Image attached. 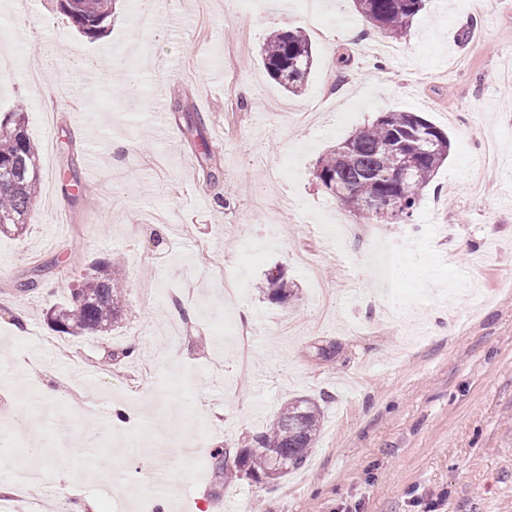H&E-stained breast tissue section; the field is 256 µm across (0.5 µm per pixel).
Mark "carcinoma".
Segmentation results:
<instances>
[{"instance_id": "1", "label": "carcinoma", "mask_w": 512, "mask_h": 512, "mask_svg": "<svg viewBox=\"0 0 512 512\" xmlns=\"http://www.w3.org/2000/svg\"><path fill=\"white\" fill-rule=\"evenodd\" d=\"M68 23L89 38L105 31L115 0H56ZM356 11L374 28L395 39L411 35L425 0H353ZM263 64L281 87L296 92L314 64L311 39L302 30L275 31L261 47ZM25 108L0 117V234H19L38 197L37 150L25 132ZM448 133L415 112L390 110L322 155L314 177L339 205L371 224H395L412 216L423 191L448 159ZM262 287L282 301L293 289L280 273H269ZM129 285L120 261L101 263L83 279L72 300L49 316L58 333L108 332L128 312ZM322 425L318 404L294 397L284 403L251 448H226L212 456V466L232 481L242 475L255 482L278 481L306 461ZM235 455L233 465L227 456Z\"/></svg>"}]
</instances>
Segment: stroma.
Wrapping results in <instances>:
<instances>
[{"label":"stroma","mask_w":512,"mask_h":512,"mask_svg":"<svg viewBox=\"0 0 512 512\" xmlns=\"http://www.w3.org/2000/svg\"><path fill=\"white\" fill-rule=\"evenodd\" d=\"M163 8L146 24L139 0H116L91 39L53 0H0L15 60L0 113L25 105L41 167L26 232L0 234V501L154 512L128 489L160 469L181 512H512V0H428L387 52L352 0ZM293 27L315 53L295 93L260 61ZM389 110L420 113L451 151L410 220L363 224L313 169ZM71 154L80 187L65 191ZM116 256L120 326L55 332L48 312ZM277 269L294 285L282 303L256 287ZM35 275L40 288L18 291ZM298 396L322 411L305 465L225 485L211 455L250 445ZM119 406L140 418L115 425ZM19 456L37 505L15 492Z\"/></svg>","instance_id":"stroma-1"}]
</instances>
